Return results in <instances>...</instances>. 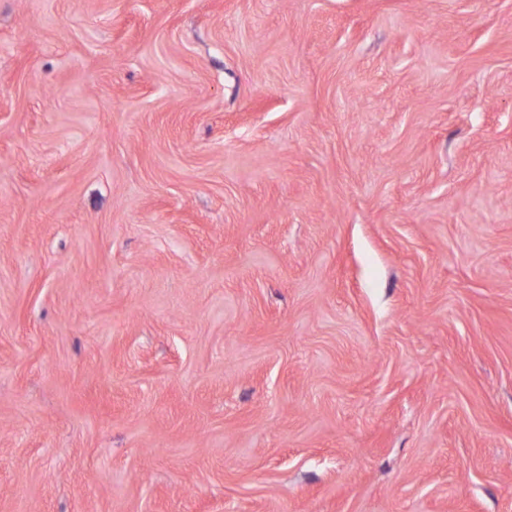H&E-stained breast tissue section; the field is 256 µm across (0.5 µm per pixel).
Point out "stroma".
I'll return each mask as SVG.
<instances>
[{
    "instance_id": "obj_1",
    "label": "stroma",
    "mask_w": 512,
    "mask_h": 512,
    "mask_svg": "<svg viewBox=\"0 0 512 512\" xmlns=\"http://www.w3.org/2000/svg\"><path fill=\"white\" fill-rule=\"evenodd\" d=\"M0 512H512V0H0Z\"/></svg>"
}]
</instances>
